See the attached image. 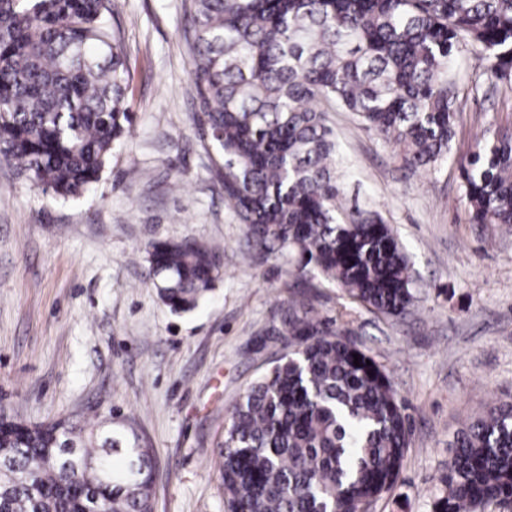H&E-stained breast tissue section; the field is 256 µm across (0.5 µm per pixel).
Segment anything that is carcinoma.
Masks as SVG:
<instances>
[{"instance_id":"cac0c4a2","label":"carcinoma","mask_w":512,"mask_h":512,"mask_svg":"<svg viewBox=\"0 0 512 512\" xmlns=\"http://www.w3.org/2000/svg\"><path fill=\"white\" fill-rule=\"evenodd\" d=\"M193 125L224 164V200L257 255L301 281L320 275L351 302L400 317L415 304L404 246L383 216L345 211L332 101L358 114L413 173L448 157L456 56L471 90L512 80V0H192ZM127 70L112 0H0V155L35 184L75 197L98 182L128 131ZM473 224L512 226V131L460 159ZM149 272L173 311L194 308L221 253L158 241ZM337 317L282 309L285 353L228 412L219 446L227 512H366L398 478L404 405ZM359 365H354V358ZM436 512L512 504V399L457 432ZM152 449L130 430L0 417V512H153Z\"/></svg>"}]
</instances>
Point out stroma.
I'll return each mask as SVG.
<instances>
[{
  "mask_svg": "<svg viewBox=\"0 0 512 512\" xmlns=\"http://www.w3.org/2000/svg\"><path fill=\"white\" fill-rule=\"evenodd\" d=\"M190 0H112L134 115L94 188L69 200L0 158V409L17 420H101L155 452V512H224L219 445L229 409L284 349L271 334L299 290L280 259L243 263L245 227L224 167L193 126ZM447 161L414 174L359 118L329 109L344 207L378 210L418 279L415 310L389 318L323 279L303 290L380 363L409 417V448L369 512H434L448 442L492 398L512 396V226L473 224L458 160L512 126V86L461 90ZM197 238L224 266L189 312L158 296L146 249Z\"/></svg>",
  "mask_w": 512,
  "mask_h": 512,
  "instance_id": "35a3bbf8",
  "label": "stroma"
}]
</instances>
